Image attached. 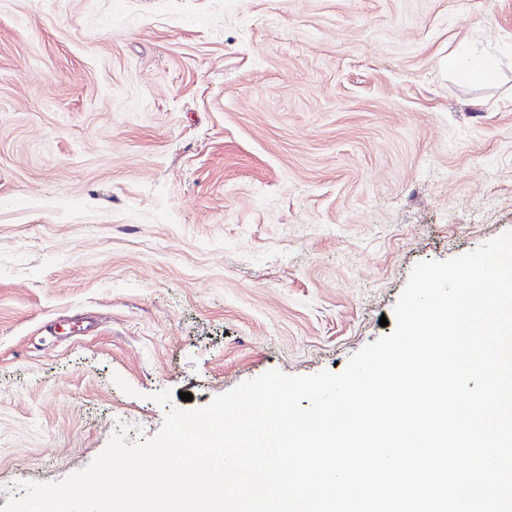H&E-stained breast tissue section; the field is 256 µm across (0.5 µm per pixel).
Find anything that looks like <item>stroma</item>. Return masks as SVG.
<instances>
[{
	"label": "stroma",
	"mask_w": 512,
	"mask_h": 512,
	"mask_svg": "<svg viewBox=\"0 0 512 512\" xmlns=\"http://www.w3.org/2000/svg\"><path fill=\"white\" fill-rule=\"evenodd\" d=\"M507 231L512 0H0V507Z\"/></svg>",
	"instance_id": "35a3bbf8"
}]
</instances>
